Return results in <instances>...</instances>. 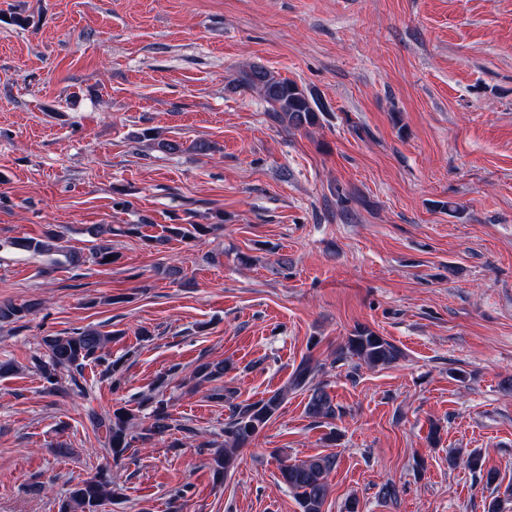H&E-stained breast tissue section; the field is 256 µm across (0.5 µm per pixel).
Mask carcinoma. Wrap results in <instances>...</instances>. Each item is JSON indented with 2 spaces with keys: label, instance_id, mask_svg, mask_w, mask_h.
<instances>
[{
  "label": "carcinoma",
  "instance_id": "obj_1",
  "mask_svg": "<svg viewBox=\"0 0 512 512\" xmlns=\"http://www.w3.org/2000/svg\"><path fill=\"white\" fill-rule=\"evenodd\" d=\"M237 82L240 86L259 91L271 105L273 119L289 128L300 129L319 122L322 106L309 100L297 83L286 78H277L265 67L251 65L239 71ZM208 231L203 224H170L166 227L165 238H194ZM60 235L47 231L39 238H20L9 241L17 249L43 254L52 249L51 241ZM36 304H0V322L17 323L25 320L35 311ZM111 337L103 336L91 329H79L66 336H48L44 339L45 353L33 357V367L46 383L50 394L82 390L80 379L91 363L103 367V375L115 372L116 364L108 361L103 350ZM400 356L399 349L389 340L366 326L355 328L339 349V357L356 358L372 367H386ZM316 367L303 360L295 369L289 388L253 402L232 403L230 414L224 423V447L217 449L212 458L213 474L221 481L235 465L234 452L250 443L254 437L280 410L288 389H304L308 392L307 413L316 419H334L341 409L329 393L314 383ZM224 374V366L202 363L195 368L197 384L211 382ZM134 415L126 408L104 413L93 412L89 422L94 431H103L105 450L112 460L120 461L124 454L137 442L146 443L155 437H162L175 429L168 403L159 399L148 414L147 426L135 433L131 420ZM336 465V456H313L299 463H280L279 471L283 482L293 491L301 512H323L329 496L327 475ZM116 494L112 476L99 472L90 479L81 481L69 489L60 504V512H102V507Z\"/></svg>",
  "mask_w": 512,
  "mask_h": 512
}]
</instances>
